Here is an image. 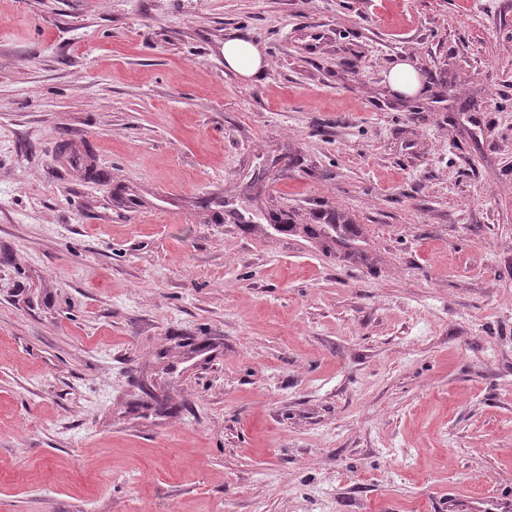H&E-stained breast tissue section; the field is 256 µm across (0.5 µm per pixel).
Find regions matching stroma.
Instances as JSON below:
<instances>
[{
    "instance_id": "stroma-1",
    "label": "stroma",
    "mask_w": 512,
    "mask_h": 512,
    "mask_svg": "<svg viewBox=\"0 0 512 512\" xmlns=\"http://www.w3.org/2000/svg\"><path fill=\"white\" fill-rule=\"evenodd\" d=\"M0 512H512V0H0ZM226 66L244 78L260 76L268 66L255 44L245 35H235L224 41ZM388 81L394 90L403 94H412L418 88L417 74L405 62L397 64L390 70Z\"/></svg>"
}]
</instances>
